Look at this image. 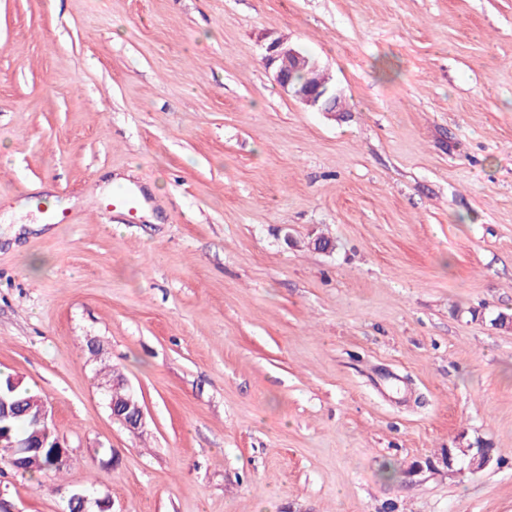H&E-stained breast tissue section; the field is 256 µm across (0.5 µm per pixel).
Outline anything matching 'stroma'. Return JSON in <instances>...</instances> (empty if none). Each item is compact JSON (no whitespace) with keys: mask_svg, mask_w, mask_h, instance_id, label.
Returning a JSON list of instances; mask_svg holds the SVG:
<instances>
[{"mask_svg":"<svg viewBox=\"0 0 512 512\" xmlns=\"http://www.w3.org/2000/svg\"><path fill=\"white\" fill-rule=\"evenodd\" d=\"M276 38L347 111L276 87ZM501 313L512 0H0V372L72 455L0 461L7 512H512ZM119 387L128 389V395L122 397L119 401H108V408L114 421L119 422L130 430L139 429L144 423V410L138 397L128 387L125 381L112 382L109 389L115 391ZM491 452L485 453V452ZM467 453L475 454V453H485L480 456H475L469 460L463 461L462 467H466L463 471H468L472 474H477L484 470L491 462L494 457V460L501 464L504 462L503 456L497 451V448H492L490 446L478 447V448H448L444 451V457L448 458L452 455L454 460V469H458L457 467L461 465V461L466 457ZM493 456V457H492ZM454 469H451L448 466V471L454 472Z\"/></svg>","mask_w":512,"mask_h":512,"instance_id":"35a3bbf8","label":"stroma"}]
</instances>
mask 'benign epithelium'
<instances>
[{"instance_id": "7a95c632", "label": "benign epithelium", "mask_w": 512, "mask_h": 512, "mask_svg": "<svg viewBox=\"0 0 512 512\" xmlns=\"http://www.w3.org/2000/svg\"><path fill=\"white\" fill-rule=\"evenodd\" d=\"M266 64L273 69L275 83L285 95L295 98L305 106L318 112H343L345 108L340 95H335L337 101L324 99L325 93L320 89L306 86L297 88L292 85L295 73L306 69L318 68L317 60L304 50L292 46L280 39L272 40L266 46ZM112 419L130 430L140 428L144 423V410L138 397L133 391L115 401L108 402Z\"/></svg>"}]
</instances>
